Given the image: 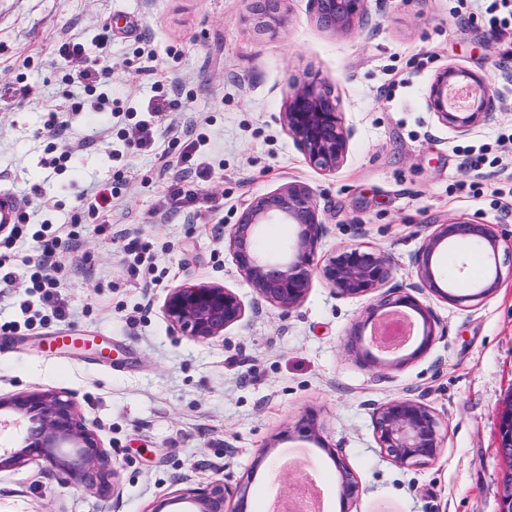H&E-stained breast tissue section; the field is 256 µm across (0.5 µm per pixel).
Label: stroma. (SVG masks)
I'll list each match as a JSON object with an SVG mask.
<instances>
[{"mask_svg":"<svg viewBox=\"0 0 512 512\" xmlns=\"http://www.w3.org/2000/svg\"><path fill=\"white\" fill-rule=\"evenodd\" d=\"M362 23L322 28L310 0H287L277 33L255 22L256 0H0V191L62 238L53 300L62 316L27 325L23 270L40 250L31 233L0 234L19 270L0 284V396L71 394L117 473L112 492L58 476L43 461L0 474V512H187L184 494L216 479L248 488V512H270L280 475L312 476L324 512H340L337 463L359 491L350 512H501L504 462L499 409L512 399V66L484 24L483 0H366ZM112 24L108 110L66 111L55 138L44 121L61 101L57 48L90 43ZM153 61L154 71L139 73ZM455 68L489 82L494 116L462 134L428 106L437 74ZM315 82L353 132L340 168L324 172L283 122L295 83ZM180 100L182 110L170 107ZM148 122L150 144L136 125ZM199 141L191 163L187 145ZM72 160L56 171L54 150ZM481 156V173L464 166ZM112 186L107 224H77L79 194ZM309 188L325 233L318 258L361 245L388 254L391 287L416 280L415 256L441 224L489 225L499 239L500 281L481 247L460 240L437 269L463 267L465 301L432 293L434 338L422 326L408 363L379 369L365 355L363 314L379 294L342 298L313 280L292 310L263 299L240 274L228 231L256 198L287 184ZM147 243L152 270L126 244ZM216 283L245 314L201 341L174 329L171 288ZM424 402L442 450L400 467L379 448L373 412L390 399ZM319 439L285 438L302 415ZM273 458L261 460L264 448Z\"/></svg>","mask_w":512,"mask_h":512,"instance_id":"35a3bbf8","label":"stroma"}]
</instances>
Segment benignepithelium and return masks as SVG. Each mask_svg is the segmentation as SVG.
Instances as JSON below:
<instances>
[{
    "label": "benign epithelium",
    "instance_id": "7a95c632",
    "mask_svg": "<svg viewBox=\"0 0 512 512\" xmlns=\"http://www.w3.org/2000/svg\"><path fill=\"white\" fill-rule=\"evenodd\" d=\"M285 0H266L259 24L276 32L287 21ZM318 21L334 31H346L359 23L365 12V0H311ZM458 77L470 80L479 95L466 107H448V89ZM428 105L438 120L462 133L489 120L492 116L491 89L478 76L448 68L440 72L431 85ZM284 123L296 147L315 167L334 171L348 153L351 132L341 121L336 105L317 92L312 83L294 87L283 113ZM291 224L294 238L286 255L269 257L256 249L263 227L267 224ZM323 236L317 203L311 192L299 184H288L253 201L228 233L229 249L238 270L266 301L281 308L293 309L306 297L313 277L324 281L343 298H360L385 287L393 278L391 258L383 252L366 251L349 246L316 261V250ZM458 238H467L496 256L499 239L486 224L465 221L441 224L423 242L415 259L418 282L411 291H399L396 298L381 299L369 305L365 321L387 307L404 306L423 321V341L411 354L397 358L404 363L422 353L434 332L429 307L414 295L428 290L450 302H460L463 295L452 294L438 284L436 254ZM164 313L172 326L187 336L208 340L221 336L230 325L240 321L244 306L239 296L219 284H184L170 290ZM373 428L379 448L401 466H416L435 459L441 451L438 423L423 403L395 398L381 404L373 414ZM314 415L302 417L293 431L317 438ZM512 447V400L503 409L499 426V448ZM107 452L95 428L78 412L77 404L63 391H24L0 396V473L13 471L31 461L43 460L65 477L84 482L102 491L114 485L116 472L105 467ZM501 478L502 512H512V458L503 457ZM341 487L343 512L357 492L358 484L351 470L336 461ZM236 499L233 509L226 503ZM191 512H245L246 488L231 487L215 481L192 490L186 497Z\"/></svg>",
    "mask_w": 512,
    "mask_h": 512
}]
</instances>
